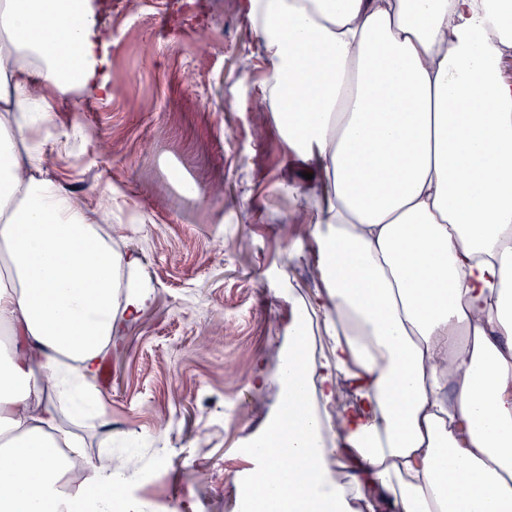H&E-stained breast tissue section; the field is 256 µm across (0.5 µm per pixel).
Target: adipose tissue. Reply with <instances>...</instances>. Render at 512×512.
I'll use <instances>...</instances> for the list:
<instances>
[{"mask_svg": "<svg viewBox=\"0 0 512 512\" xmlns=\"http://www.w3.org/2000/svg\"><path fill=\"white\" fill-rule=\"evenodd\" d=\"M243 8L261 100L317 177L322 276L274 377L288 463L256 438L260 488L275 512H512V0ZM107 45L93 0H0V512L117 487L62 418L151 292L30 143L47 91L105 90Z\"/></svg>", "mask_w": 512, "mask_h": 512, "instance_id": "1", "label": "adipose tissue"}]
</instances>
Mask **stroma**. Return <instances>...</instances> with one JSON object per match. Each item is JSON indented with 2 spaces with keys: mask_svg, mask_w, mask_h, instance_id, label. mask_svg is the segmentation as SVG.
<instances>
[{
  "mask_svg": "<svg viewBox=\"0 0 512 512\" xmlns=\"http://www.w3.org/2000/svg\"><path fill=\"white\" fill-rule=\"evenodd\" d=\"M112 0L103 14L109 91L52 94L43 178L80 205L112 215V241L140 257L152 302L104 357L97 387L110 428H84L89 459L125 452L168 464L140 487L173 512H237V481L256 465L243 449L279 408L275 376L294 304L321 286L310 247L307 180L277 128L256 107L261 73L242 0Z\"/></svg>",
  "mask_w": 512,
  "mask_h": 512,
  "instance_id": "stroma-1",
  "label": "stroma"
}]
</instances>
